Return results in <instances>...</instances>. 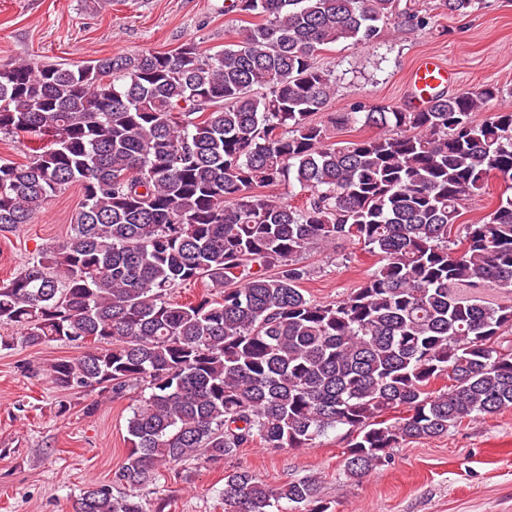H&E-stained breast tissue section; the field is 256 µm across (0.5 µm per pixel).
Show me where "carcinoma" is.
I'll use <instances>...</instances> for the list:
<instances>
[{
    "label": "carcinoma",
    "mask_w": 512,
    "mask_h": 512,
    "mask_svg": "<svg viewBox=\"0 0 512 512\" xmlns=\"http://www.w3.org/2000/svg\"><path fill=\"white\" fill-rule=\"evenodd\" d=\"M400 0H232L257 19L213 54L183 43L70 68H0V141L49 144L0 160V231L30 224L78 185L68 237L0 283V350L60 342L82 350L47 374L60 392L149 391L127 422L125 462L72 512H147L162 472L251 444L312 448L351 436L343 475L358 481L413 440L512 409V306L477 290L512 288V195L478 221L463 201L495 173L512 190V110L476 113L493 83L440 92L418 110L328 111L336 81L315 59L369 48ZM478 0H440L465 17ZM359 121L375 134L331 140ZM294 179L285 202L264 189ZM353 241L378 257L334 302L311 298L299 256ZM205 280L213 292L177 302ZM454 384L435 389L440 378ZM127 488L120 497L112 484ZM309 475L272 487L224 473V512H328Z\"/></svg>",
    "instance_id": "obj_1"
}]
</instances>
